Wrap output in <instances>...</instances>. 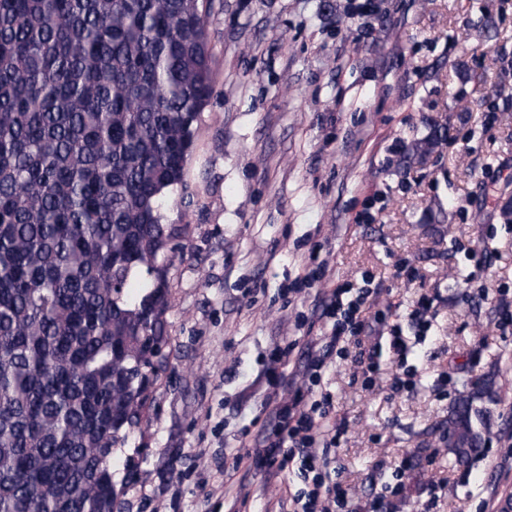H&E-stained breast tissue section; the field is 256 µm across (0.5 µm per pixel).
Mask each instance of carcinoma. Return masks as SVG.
I'll list each match as a JSON object with an SVG mask.
<instances>
[{"label": "carcinoma", "instance_id": "1", "mask_svg": "<svg viewBox=\"0 0 512 512\" xmlns=\"http://www.w3.org/2000/svg\"><path fill=\"white\" fill-rule=\"evenodd\" d=\"M212 2L0 0V512H120L100 475L164 344L163 208L211 100ZM448 435L480 453L471 397Z\"/></svg>", "mask_w": 512, "mask_h": 512}]
</instances>
